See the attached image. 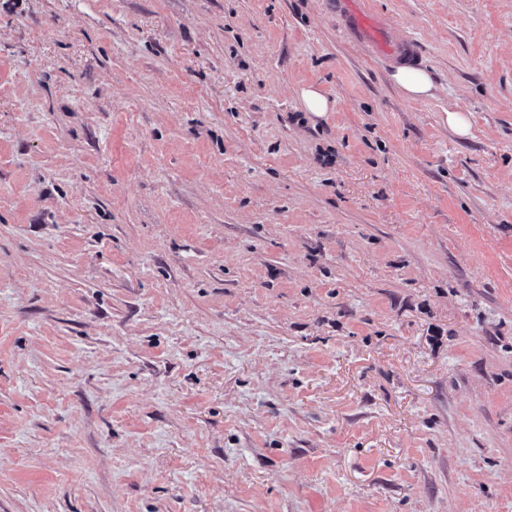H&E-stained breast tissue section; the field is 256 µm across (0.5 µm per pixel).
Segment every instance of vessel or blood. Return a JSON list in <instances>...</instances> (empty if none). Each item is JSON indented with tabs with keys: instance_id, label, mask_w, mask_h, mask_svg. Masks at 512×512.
Segmentation results:
<instances>
[{
	"instance_id": "1",
	"label": "vessel or blood",
	"mask_w": 512,
	"mask_h": 512,
	"mask_svg": "<svg viewBox=\"0 0 512 512\" xmlns=\"http://www.w3.org/2000/svg\"><path fill=\"white\" fill-rule=\"evenodd\" d=\"M348 37L365 45L376 57L396 66L419 60L416 43L401 34L399 25L375 13L371 0H330Z\"/></svg>"
}]
</instances>
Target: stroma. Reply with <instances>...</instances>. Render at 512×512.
<instances>
[{"mask_svg":"<svg viewBox=\"0 0 512 512\" xmlns=\"http://www.w3.org/2000/svg\"><path fill=\"white\" fill-rule=\"evenodd\" d=\"M372 2L0 0V512H512V0ZM371 0H330L348 37L365 45L376 57L396 66L419 61L417 44L401 34L399 25L375 13ZM392 78L399 88L413 99H424L432 95L435 85L431 76L420 69L399 68ZM300 99L306 111L315 116L321 117L330 109L329 100L312 86L301 90Z\"/></svg>","mask_w":512,"mask_h":512,"instance_id":"1","label":"stroma"}]
</instances>
